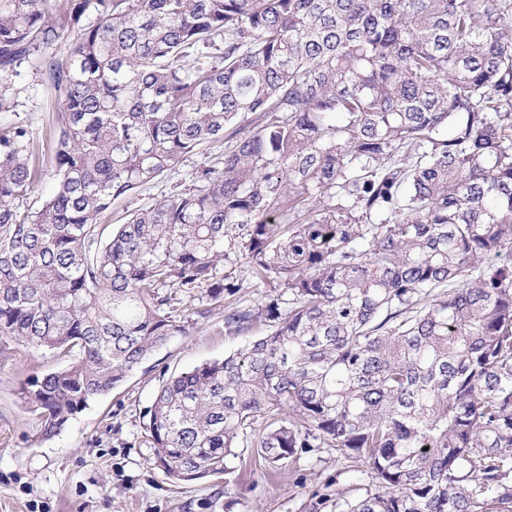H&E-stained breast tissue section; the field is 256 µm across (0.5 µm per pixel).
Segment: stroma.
Wrapping results in <instances>:
<instances>
[{"mask_svg": "<svg viewBox=\"0 0 512 512\" xmlns=\"http://www.w3.org/2000/svg\"><path fill=\"white\" fill-rule=\"evenodd\" d=\"M10 97L14 106L0 112V122L27 125L42 163L33 191L18 202L20 209H33L53 187L51 132L57 99L29 62L17 67ZM227 149V141L220 139L185 155L175 173L116 200L102 223H119L125 213L153 206L175 186H192L197 170L218 165ZM203 308L209 314L201 319L197 312ZM172 311L183 332L146 357L119 389L98 397L49 439L27 413L20 389L31 374L61 367V359L40 353L32 360H0V512H302V503L335 473L340 463L335 451L272 475L245 459L242 479L229 491L223 480L181 482L155 465L153 450L143 439V415L159 386L171 374L222 359L246 342L242 336L225 337L223 308L207 307L177 291Z\"/></svg>", "mask_w": 512, "mask_h": 512, "instance_id": "stroma-1", "label": "stroma"}]
</instances>
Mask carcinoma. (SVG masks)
Returning <instances> with one entry per match:
<instances>
[{
    "instance_id": "1",
    "label": "carcinoma",
    "mask_w": 512,
    "mask_h": 512,
    "mask_svg": "<svg viewBox=\"0 0 512 512\" xmlns=\"http://www.w3.org/2000/svg\"><path fill=\"white\" fill-rule=\"evenodd\" d=\"M54 10L0 0V112L31 57L60 102L35 210L33 134L0 125V357L68 359L22 384L41 436L184 331L169 289L238 294L233 254L271 295L224 335L265 333L158 388L157 467L227 490L247 451L332 448L303 512H512V0H71L63 62ZM220 138L222 168L99 223Z\"/></svg>"
}]
</instances>
